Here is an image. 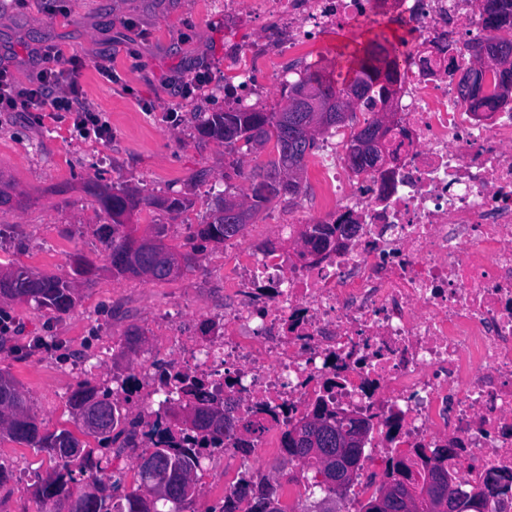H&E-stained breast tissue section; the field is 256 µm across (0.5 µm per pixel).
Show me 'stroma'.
<instances>
[{"instance_id": "1", "label": "stroma", "mask_w": 512, "mask_h": 512, "mask_svg": "<svg viewBox=\"0 0 512 512\" xmlns=\"http://www.w3.org/2000/svg\"><path fill=\"white\" fill-rule=\"evenodd\" d=\"M368 28L349 18L321 31L308 51L290 56L288 81L309 68L329 69L337 34L355 38ZM258 35L248 16L225 19L219 0H0V65L25 83L41 69L45 47L80 57L81 104L103 113L112 127L111 137L99 140L78 135L65 112H0V177L23 201L0 213L6 230L0 265L65 277L78 253L100 266L92 281L78 283L74 309L59 317L0 299V315L13 321L11 331L0 334V369L16 380L47 429L71 425L66 400L76 386L72 366L86 364L100 376L127 371L133 360L123 343L130 327L143 335V356L159 346L158 317L170 305H179L190 320L223 307L224 285L215 270L224 253L220 245L208 246L195 268L165 282L113 274L104 262L110 219L84 185L97 181L187 201L182 213L146 208L132 218L142 231L165 225L170 244L184 243L190 223L209 212L216 192L250 194V180L231 171L239 166L246 174L266 164L270 150L201 137L195 115L224 100L225 49L247 46ZM100 61L110 64L111 77L98 72ZM201 72L205 86L183 95L182 85ZM105 346L111 352L104 357ZM0 466V512H43L31 477L48 475L46 453L0 441ZM197 486L186 512H219L222 461L204 462Z\"/></svg>"}]
</instances>
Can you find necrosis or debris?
I'll list each match as a JSON object with an SVG mask.
<instances>
[{
    "label": "necrosis or debris",
    "instance_id": "4bbe7bcc",
    "mask_svg": "<svg viewBox=\"0 0 512 512\" xmlns=\"http://www.w3.org/2000/svg\"><path fill=\"white\" fill-rule=\"evenodd\" d=\"M249 2L260 38L229 55L248 106L259 75L321 29L370 18L378 0H224L236 17ZM411 59L396 75L390 162L363 173L344 160V133L318 149L319 208L272 213L280 238L225 247L224 308L192 323L168 313L166 352L112 377L125 405L148 415L133 442L159 440L163 403L177 383L196 385L232 418L257 464L225 483L270 480L264 461L285 455L284 436L325 401L369 423L362 466L376 489L393 451L415 474L454 446L449 485L480 512H512V103L475 110L446 68L449 44L512 37L489 33L482 0H409ZM299 224H351L336 248H284Z\"/></svg>",
    "mask_w": 512,
    "mask_h": 512
}]
</instances>
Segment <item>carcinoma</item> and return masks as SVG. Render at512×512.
Masks as SVG:
<instances>
[{
    "label": "carcinoma",
    "mask_w": 512,
    "mask_h": 512,
    "mask_svg": "<svg viewBox=\"0 0 512 512\" xmlns=\"http://www.w3.org/2000/svg\"><path fill=\"white\" fill-rule=\"evenodd\" d=\"M484 20L494 17L497 27L512 25V0H484ZM378 28L376 40L364 57L358 61V77L362 92L357 94L359 101L377 100L381 109L372 113L353 133L348 148H353L366 132L375 131L381 123V113L385 112L392 97L393 75L397 70L398 59L407 48L409 41L391 40L386 35L383 23L375 22ZM512 50V40H499L467 43L464 49L451 47V56L466 53L477 58L481 53L495 59L494 51L503 47ZM316 84L323 95L333 102V112L329 113L323 128L316 136L307 135L306 130H296L298 147L291 148L284 138L282 110L266 112L255 107H242L218 112H201L198 115L197 131L200 136L234 146L242 141L246 145L263 148L272 145L274 158L268 162L267 172L252 174L254 184L248 201V216L254 218L263 205L281 194L297 197L305 190L304 176L306 158L316 147L319 137L330 130L351 125L357 121L354 111L347 112L345 118H336L334 109L348 102L352 89L347 80L338 81L318 71L288 84L287 99L301 88ZM99 208L111 219L109 234L104 242L106 259L112 273L145 277L151 281H169L185 268L196 265L200 250L183 252L177 245L165 242L162 225L143 234L146 247L137 252L135 259L129 258L133 242L134 228L128 224L130 218L145 207H160L179 211L185 207L179 198L161 199L145 195L136 190L102 186L97 183L87 185ZM224 200L220 197L208 217L192 226L190 239L208 244H223L238 238L243 224H232L224 216ZM306 245L316 250L326 251L336 248V227L331 224L307 226L302 234ZM165 253L169 257L178 256L182 263L172 266L169 261L156 260V254ZM96 265L81 255L72 261L71 278L42 275L25 267L0 269V298L32 304L57 315L69 313L76 304L74 281L90 280L96 275ZM67 406L73 420H78L85 411L98 412L100 430L78 427L80 435L68 429L50 431L31 411L23 392L13 377L0 370V441L9 440L48 453L51 473L35 483L34 494L47 506L46 512H62L65 503L75 499L82 503V512H185V505L197 492L195 474L200 467V452L194 448L178 446L173 435L153 443L156 459L154 470L149 475L138 473L140 484L137 490L123 489L122 478L107 473L110 459L106 451L120 438L131 437L134 429L141 425L138 420H129L123 414L120 402L112 398V389L86 378L80 381L67 397ZM167 413L179 430L190 429L199 432L203 441L216 442L234 430L233 420L224 416V407L214 405L206 398H175L168 400ZM320 434L318 447H336V437L350 440L349 447L355 449L351 458L354 473L361 470L362 448L369 432L365 421L348 418L336 419V412L325 404L316 405L313 413L300 421L286 434V448L292 459L304 467L308 497L318 493L336 494L330 484L333 475L330 466L324 465L321 456L310 452L308 436ZM61 448H79L77 455L64 456ZM245 512H282L272 491L263 486L252 493Z\"/></svg>",
    "instance_id": "obj_1"
}]
</instances>
